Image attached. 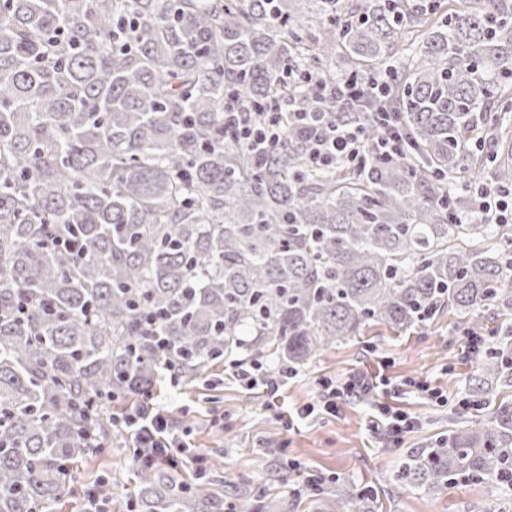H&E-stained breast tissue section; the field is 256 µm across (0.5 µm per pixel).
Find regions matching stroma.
<instances>
[{
    "instance_id": "35a3bbf8",
    "label": "stroma",
    "mask_w": 512,
    "mask_h": 512,
    "mask_svg": "<svg viewBox=\"0 0 512 512\" xmlns=\"http://www.w3.org/2000/svg\"><path fill=\"white\" fill-rule=\"evenodd\" d=\"M476 366L457 318L448 315L405 336L378 329L328 348L298 367L274 398L240 384L220 360L193 383H161L157 396L174 432L188 438L178 471L182 478L194 479L203 469L210 479L283 497L290 504L288 512L335 508L334 501L314 502L299 493L308 470L352 491L372 487L378 495L377 512H512V492L500 493L480 482L460 481L445 491L427 492L398 481L408 454L436 446L461 420L455 402L464 397ZM380 374L388 385L342 403L336 415L319 411L323 381L339 384L353 375ZM419 381L447 394L448 404L436 405L418 392ZM305 404L314 405V413L288 425L289 413ZM382 404L418 420L399 447H385L371 429ZM132 454L128 435L113 431L107 451L78 462L74 491L55 512H83L84 492L101 475L112 478L110 512H125V499L134 488Z\"/></svg>"
}]
</instances>
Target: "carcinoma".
I'll return each instance as SVG.
<instances>
[{"label": "carcinoma", "instance_id": "cac0c4a2", "mask_svg": "<svg viewBox=\"0 0 512 512\" xmlns=\"http://www.w3.org/2000/svg\"><path fill=\"white\" fill-rule=\"evenodd\" d=\"M463 2L432 23L441 0H0V512H53L81 437L112 433L106 402L221 357L293 371L448 313L492 336L467 391L512 388V227L458 222L472 204L450 188L512 187V0ZM408 40L371 104L408 136L393 162L315 168L291 124L255 157L224 121L284 99L373 144L381 128L314 84L339 53L364 102ZM133 474L128 512H287L167 465ZM474 479L512 486V401L400 473L431 491Z\"/></svg>", "mask_w": 512, "mask_h": 512}]
</instances>
